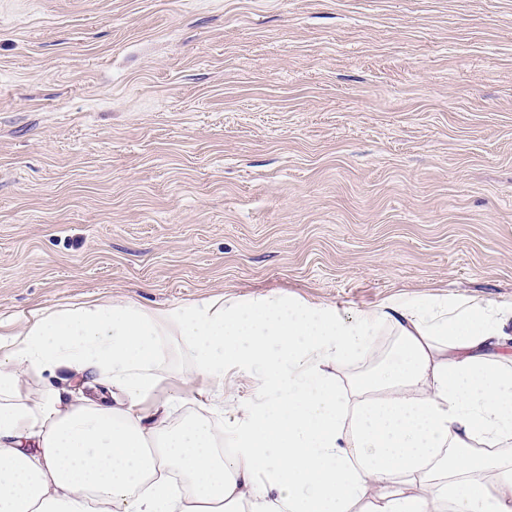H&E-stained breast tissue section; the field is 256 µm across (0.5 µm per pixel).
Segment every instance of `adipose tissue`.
Returning a JSON list of instances; mask_svg holds the SVG:
<instances>
[{"label":"adipose tissue","mask_w":512,"mask_h":512,"mask_svg":"<svg viewBox=\"0 0 512 512\" xmlns=\"http://www.w3.org/2000/svg\"><path fill=\"white\" fill-rule=\"evenodd\" d=\"M383 327L391 354L338 385L327 366L372 355ZM509 348L512 308L463 297L92 300L0 321V512H512ZM228 365L248 388L229 427ZM61 371L99 397L27 384Z\"/></svg>","instance_id":"1"}]
</instances>
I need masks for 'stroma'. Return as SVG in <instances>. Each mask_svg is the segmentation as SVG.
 Instances as JSON below:
<instances>
[{
	"mask_svg": "<svg viewBox=\"0 0 512 512\" xmlns=\"http://www.w3.org/2000/svg\"><path fill=\"white\" fill-rule=\"evenodd\" d=\"M512 302V0H0V320Z\"/></svg>",
	"mask_w": 512,
	"mask_h": 512,
	"instance_id": "1",
	"label": "stroma"
}]
</instances>
